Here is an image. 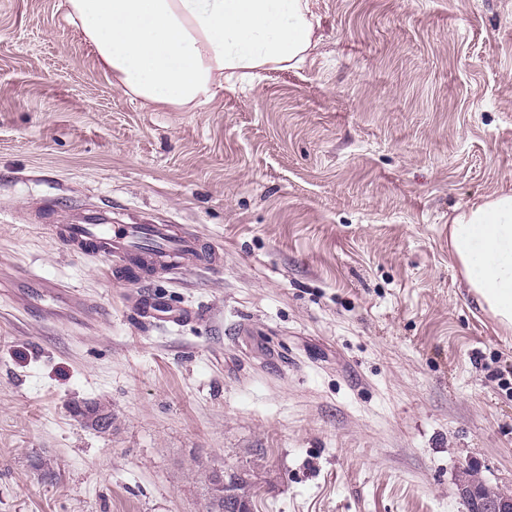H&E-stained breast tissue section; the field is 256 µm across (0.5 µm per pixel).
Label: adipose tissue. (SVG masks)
Returning <instances> with one entry per match:
<instances>
[{
	"label": "adipose tissue",
	"instance_id": "adipose-tissue-1",
	"mask_svg": "<svg viewBox=\"0 0 512 512\" xmlns=\"http://www.w3.org/2000/svg\"><path fill=\"white\" fill-rule=\"evenodd\" d=\"M65 19L142 105L193 110L317 47L309 0H65ZM449 246L477 302L512 329V192L462 211Z\"/></svg>",
	"mask_w": 512,
	"mask_h": 512
}]
</instances>
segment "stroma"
I'll list each match as a JSON object with an SVG mask.
<instances>
[{"instance_id":"1","label":"stroma","mask_w":512,"mask_h":512,"mask_svg":"<svg viewBox=\"0 0 512 512\" xmlns=\"http://www.w3.org/2000/svg\"><path fill=\"white\" fill-rule=\"evenodd\" d=\"M310 5L303 65L178 111L115 87L62 0H0V282L101 314L0 298V512H206L198 463L259 472L253 512H466L468 469L512 493V331L448 243L512 191V0ZM92 209L221 260L66 251Z\"/></svg>"}]
</instances>
